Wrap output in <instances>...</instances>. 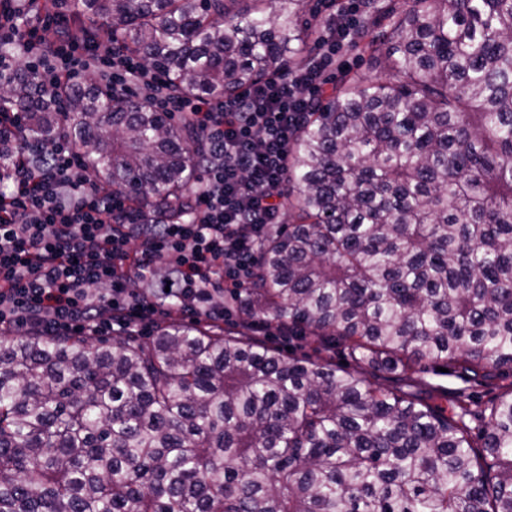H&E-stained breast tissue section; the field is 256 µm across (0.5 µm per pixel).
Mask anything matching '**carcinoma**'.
I'll return each mask as SVG.
<instances>
[{"label":"carcinoma","instance_id":"cac0c4a2","mask_svg":"<svg viewBox=\"0 0 512 512\" xmlns=\"http://www.w3.org/2000/svg\"><path fill=\"white\" fill-rule=\"evenodd\" d=\"M193 96H232L315 49L309 0H70ZM363 50L288 150V228L258 243L241 325L344 345L408 380L451 364L512 372V0H367ZM27 163L75 141L101 187L178 218L188 120L90 80L45 90L21 69L0 113ZM327 359L195 319L126 334L0 331V512H512V389L481 430Z\"/></svg>","mask_w":512,"mask_h":512}]
</instances>
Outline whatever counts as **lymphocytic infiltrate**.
<instances>
[{"label":"lymphocytic infiltrate","instance_id":"lymphocytic-infiltrate-1","mask_svg":"<svg viewBox=\"0 0 512 512\" xmlns=\"http://www.w3.org/2000/svg\"><path fill=\"white\" fill-rule=\"evenodd\" d=\"M56 4L0 0V84L21 67L48 89L94 77L155 111L188 116L205 146L203 175L188 217L169 222L91 181L75 143L47 146L42 164L29 166L24 130L0 113L18 155L0 164V328L129 329L172 304L222 321L216 296L245 287L257 267V244L280 221L288 146L356 21L335 14L317 52L295 70L232 97H195L171 91L115 39L86 36ZM5 45L18 55L2 53ZM163 268L175 275L176 291L132 288Z\"/></svg>","mask_w":512,"mask_h":512}]
</instances>
